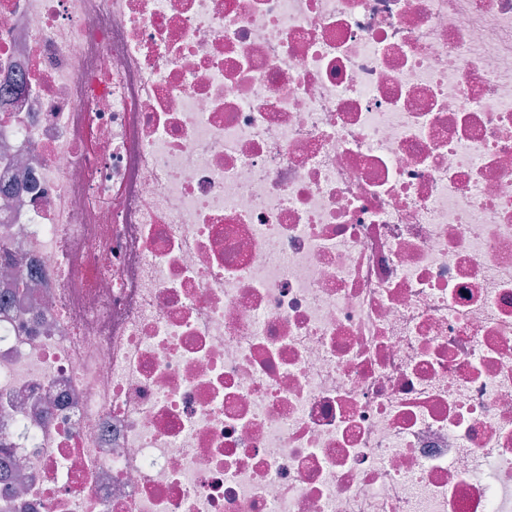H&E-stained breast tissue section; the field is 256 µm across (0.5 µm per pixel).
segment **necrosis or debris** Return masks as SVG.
Returning <instances> with one entry per match:
<instances>
[{
  "mask_svg": "<svg viewBox=\"0 0 512 512\" xmlns=\"http://www.w3.org/2000/svg\"><path fill=\"white\" fill-rule=\"evenodd\" d=\"M0 512H512V0H0Z\"/></svg>",
  "mask_w": 512,
  "mask_h": 512,
  "instance_id": "obj_1",
  "label": "necrosis or debris"
}]
</instances>
